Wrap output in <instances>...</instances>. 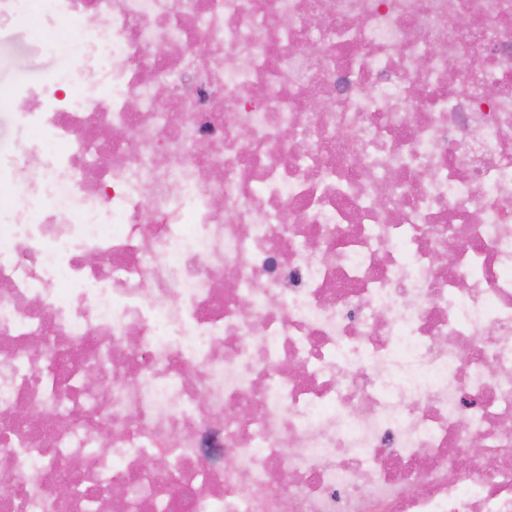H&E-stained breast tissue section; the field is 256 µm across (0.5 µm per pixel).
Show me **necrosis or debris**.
Listing matches in <instances>:
<instances>
[{
    "instance_id": "obj_1",
    "label": "necrosis or debris",
    "mask_w": 512,
    "mask_h": 512,
    "mask_svg": "<svg viewBox=\"0 0 512 512\" xmlns=\"http://www.w3.org/2000/svg\"><path fill=\"white\" fill-rule=\"evenodd\" d=\"M40 6L0 512H512V0Z\"/></svg>"
}]
</instances>
